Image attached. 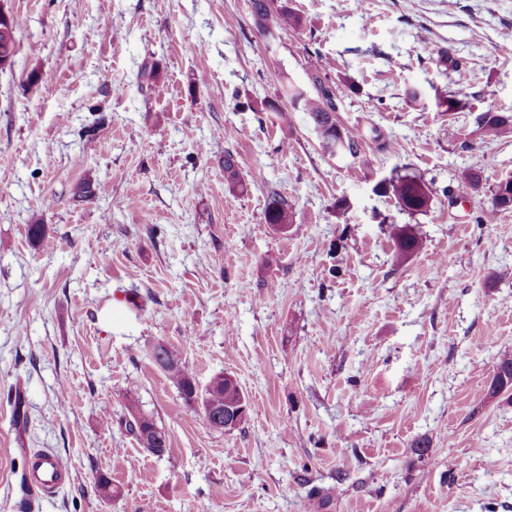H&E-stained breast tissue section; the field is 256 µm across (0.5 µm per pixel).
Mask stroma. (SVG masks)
<instances>
[{
    "label": "stroma",
    "mask_w": 512,
    "mask_h": 512,
    "mask_svg": "<svg viewBox=\"0 0 512 512\" xmlns=\"http://www.w3.org/2000/svg\"><path fill=\"white\" fill-rule=\"evenodd\" d=\"M288 4L300 28L270 35L249 0H0L22 22L0 69V512H308L313 488L319 512H512V387L485 396L512 352V209L475 221L512 179V137L476 133L512 113V0ZM317 77L384 146L332 154L304 113L261 111ZM448 90L466 110L435 111ZM396 167L426 213L375 193ZM89 175L103 192L75 196ZM271 187L291 230L265 222ZM155 341L200 384L233 375L247 422L210 429ZM130 399L164 456L126 432ZM45 448L71 480L25 498ZM478 130L482 137L500 138L512 134V115L488 110L479 118ZM395 256L399 260L410 257L420 249L418 238L404 227H395L393 231ZM149 356L153 362L166 374L168 379L177 387L180 396L184 403L195 408L192 404V396L194 393V387L196 384V377L188 367L177 358L173 351H171L166 345L162 346L154 355ZM211 384L208 383L202 387L198 382L196 384V392L200 394L207 388H210Z\"/></svg>",
    "instance_id": "stroma-1"
}]
</instances>
